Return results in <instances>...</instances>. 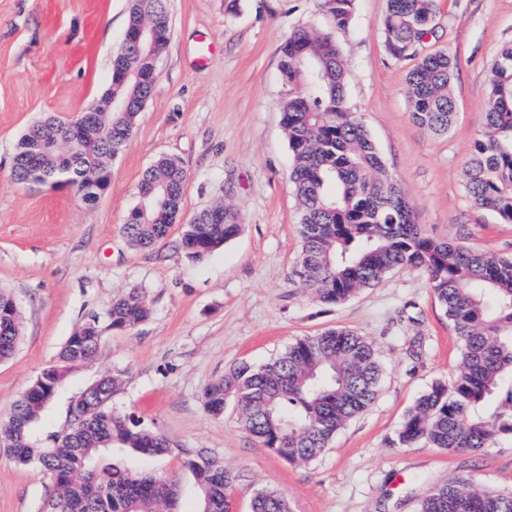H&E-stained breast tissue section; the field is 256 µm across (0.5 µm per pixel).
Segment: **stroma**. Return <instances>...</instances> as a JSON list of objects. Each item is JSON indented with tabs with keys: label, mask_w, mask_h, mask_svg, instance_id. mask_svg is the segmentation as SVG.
Returning <instances> with one entry per match:
<instances>
[{
	"label": "stroma",
	"mask_w": 512,
	"mask_h": 512,
	"mask_svg": "<svg viewBox=\"0 0 512 512\" xmlns=\"http://www.w3.org/2000/svg\"><path fill=\"white\" fill-rule=\"evenodd\" d=\"M168 0L169 44L151 96L100 202L68 187L12 182L15 146L33 123L75 118L109 88L125 36L128 0H0V288L22 316L15 356L0 362V422L66 339L112 300L143 289L151 318L131 332L103 328L96 357L61 382L35 425L49 447L70 423L72 401L104 375L120 385L109 407L159 430L161 457L114 451V463L176 476L179 512H198L184 466L207 449L235 475L232 512H251L274 489L292 512H416L425 482L454 476L512 490V439L484 452L401 446L408 410L434 382L452 380L460 347L427 273L403 267L337 306L294 282L299 213L292 155L281 127L279 47L299 26L335 31L348 72V102L367 126L419 223L439 239L464 238L512 254V224L474 207L464 171L484 124L490 67L512 43V0H437L434 30L412 58L388 52L386 0H355L337 28L323 0ZM455 62V122L436 136L416 125L406 74L416 58ZM186 169L179 221L166 240L132 249L123 233L144 170L159 156ZM232 207L239 235L199 262L177 249L183 224L217 203ZM346 328L371 341L384 365L373 405L310 464L278 457L248 433L234 403L211 414L202 393L230 366L261 364L300 336ZM49 474L0 450V512H44Z\"/></svg>",
	"instance_id": "1"
}]
</instances>
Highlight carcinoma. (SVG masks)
<instances>
[{"instance_id":"carcinoma-1","label":"carcinoma","mask_w":512,"mask_h":512,"mask_svg":"<svg viewBox=\"0 0 512 512\" xmlns=\"http://www.w3.org/2000/svg\"><path fill=\"white\" fill-rule=\"evenodd\" d=\"M128 23L112 56L113 112H99L96 124L112 140L86 141L74 160L51 148L62 128L48 117L27 128L11 166L17 183L67 182L87 186L98 156L125 148L155 80L156 62L170 39L167 0H128ZM355 0H324L346 27ZM435 0H387L383 35L397 60L413 54L412 44L432 32ZM279 71L285 93L281 123L292 154L290 181L299 205L300 252L297 284L322 303L338 305L404 266L424 269L433 293L461 342V365L452 381H437L406 414L399 443H424L449 452L479 451L498 437L512 436V255L479 251L462 241L427 235L388 171L362 120L347 104V71L332 31L292 30L280 45ZM454 64L445 53L420 59L407 74L412 120L435 135L448 133L455 118L450 92ZM186 170L171 156L157 158L143 173L139 201L124 225L135 249L164 240L181 211ZM475 206L512 224V44L491 68L485 123L464 179ZM236 212L217 205L184 225L178 247L200 261L239 234ZM8 315L14 344L21 339L19 310L0 289V315ZM152 307L140 288L112 300L108 327L131 331L146 322ZM102 339L94 315L67 338L16 400L0 426V448L17 464L34 465L53 479L45 512H177L178 484L171 477L132 473L106 463L102 452L123 449L162 456L168 439L133 416L108 411L119 378L104 376L71 408L72 422L49 448L38 446L32 425L45 402L73 368L91 360ZM383 367L374 345L345 328L329 329L292 342L261 366L233 365L203 391L206 408L224 413L235 403L242 426L265 447L290 462L311 463L336 434L375 401ZM492 396L497 410L485 411ZM184 466L197 481L201 512H230L235 476L204 448L187 455ZM252 512H289L278 491L264 489ZM418 512H512V491L476 488L471 479L451 477L426 483Z\"/></svg>"}]
</instances>
